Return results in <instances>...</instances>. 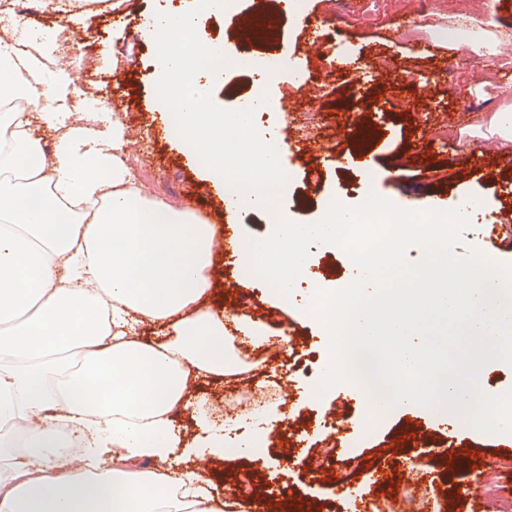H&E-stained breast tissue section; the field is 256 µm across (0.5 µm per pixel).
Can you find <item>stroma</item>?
I'll return each mask as SVG.
<instances>
[{
    "mask_svg": "<svg viewBox=\"0 0 512 512\" xmlns=\"http://www.w3.org/2000/svg\"><path fill=\"white\" fill-rule=\"evenodd\" d=\"M299 11L278 17L267 36L270 54L282 58L280 77L268 83L269 102L255 116L262 130L280 132L288 116L308 123V135L343 147L361 126L376 128L371 154L378 166L402 163L400 179L385 185L375 169L354 161L349 171L337 170L333 158L299 159L280 151L281 165L289 176L283 208L297 223L319 221L326 205L339 201L348 206L361 203L369 191H376L396 204L410 198H432L441 209L456 208L466 196L487 197L497 207L512 208V165L501 158L512 154V142L503 144L501 154L470 153L460 147L456 167L447 156L415 145V124L426 115L430 126L454 136L452 113L462 107L474 110L477 119H489L505 107H512V82L482 84L479 76L485 60L499 63L500 73L512 75V42L504 35L512 27V0H503L493 10L484 0H429L422 14H404L400 0H361L359 7L342 5L340 13L330 10L328 0H298ZM193 0H70L66 15L42 6L26 13L45 44H54L60 18L82 27L83 40L77 54L61 59V66L73 76L82 91L83 111L107 107L118 112L131 139L125 146L127 164L136 180L146 183L153 201L184 207L192 203L203 220L217 224L226 220L223 200L207 180L203 164L185 153L181 144L161 131L154 73L159 63L154 45L139 35L144 16L165 10L182 14ZM275 11V0H236L232 12L216 11L196 21L203 44L219 47L230 21L250 25ZM467 21L470 39L456 55L447 58V76L436 81L438 66L420 48L421 39H435L437 28L455 20ZM357 60L356 69L328 77L331 64L341 57ZM403 76L414 88L420 102L412 109L397 99L392 75ZM260 82L259 75L229 68L211 88L213 103L223 109H239ZM345 111H337V103ZM444 169L445 176L429 181L432 167ZM472 225L463 234L456 254L482 244L485 237H501L497 260L512 263V239L504 238L494 215L476 211ZM306 260L308 273L295 285L289 300L277 301L262 280L245 278L235 263L218 258L215 281L226 303L236 305L244 321L264 322L270 332L284 325L295 329L297 340L285 350L283 369L270 368L266 357L270 343L240 344L232 353L238 369L212 384L205 411L224 402L226 396L244 398L241 409L226 415L227 425L246 432L264 430L267 448H240L237 457L224 460L229 473H252L259 486L268 488L264 499L274 506L280 492L308 503L309 512H372L385 508L391 480L370 466L378 456H390L401 430L413 434L410 465L423 484V512H512V468L499 466L500 448L512 444V433L487 434L472 426L448 429L433 410L416 405L390 407L378 414L376 427L367 433L351 431L348 449L329 460V468L343 480V487L329 481L313 480L306 469L287 466L286 457L300 450L308 461L325 459L331 447L334 426L342 420L363 417L365 399L358 386L343 384L322 398H315L313 386L330 361L325 329L306 315L316 291L334 292L353 281L358 269L347 252L336 245H313ZM276 394L275 405L283 420H267L264 392ZM473 448L477 464L450 469L433 454L434 446Z\"/></svg>",
    "mask_w": 512,
    "mask_h": 512,
    "instance_id": "stroma-1",
    "label": "stroma"
}]
</instances>
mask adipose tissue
Here are the masks:
<instances>
[{
  "label": "adipose tissue",
  "mask_w": 512,
  "mask_h": 512,
  "mask_svg": "<svg viewBox=\"0 0 512 512\" xmlns=\"http://www.w3.org/2000/svg\"><path fill=\"white\" fill-rule=\"evenodd\" d=\"M0 38V104L52 102L55 123L76 83L42 46ZM78 113L49 165L19 112L0 113V429L40 417L17 467L0 451V512H213L208 481L156 468L176 449L229 451L223 429L196 417L188 441L175 419L190 377L223 380L224 321L207 308L213 233L192 212L148 199L130 177L125 128L96 136ZM162 327L146 341L138 325ZM87 438L62 454L64 429ZM111 452V468L97 460Z\"/></svg>",
  "instance_id": "1"
}]
</instances>
